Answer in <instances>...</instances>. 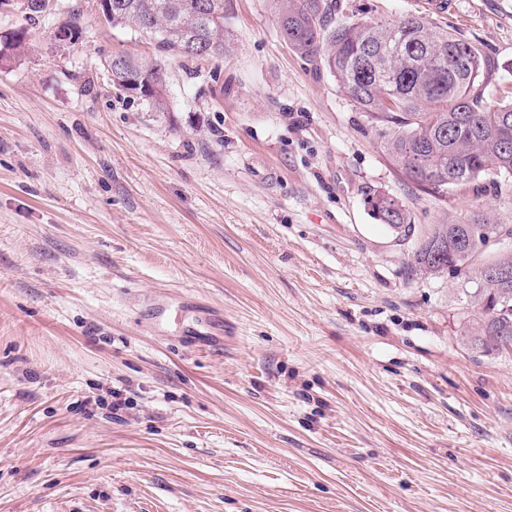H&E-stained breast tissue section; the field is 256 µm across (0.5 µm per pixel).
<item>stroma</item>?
Returning <instances> with one entry per match:
<instances>
[{"label":"stroma","instance_id":"35a3bbf8","mask_svg":"<svg viewBox=\"0 0 512 512\" xmlns=\"http://www.w3.org/2000/svg\"><path fill=\"white\" fill-rule=\"evenodd\" d=\"M25 2L0 7L28 32L0 60V512H512V352L469 342L470 283L408 268L428 225L512 224V178L407 182L270 0H234L232 57L170 63L164 112L102 66L152 40ZM430 19L512 86V0ZM373 217L381 224H387L391 228H404L410 231L412 228L411 217L405 205L396 197L378 193L367 200Z\"/></svg>","mask_w":512,"mask_h":512}]
</instances>
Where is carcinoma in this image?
<instances>
[{
    "mask_svg": "<svg viewBox=\"0 0 512 512\" xmlns=\"http://www.w3.org/2000/svg\"><path fill=\"white\" fill-rule=\"evenodd\" d=\"M106 22L154 40L160 58L125 54L112 72L119 89L133 79L166 74L164 59L222 60L235 51L227 27L232 0H107ZM281 37L301 56L317 58L358 110L404 179L443 191L482 175L512 176V90L485 98L492 64L472 44L420 14L333 23L329 0H271ZM373 217L394 229L412 228L405 205L378 193ZM512 225L481 212L431 224L410 266L447 270L477 284L480 321L473 342L487 353L512 350V278H488L489 267H512V253L485 254L483 236Z\"/></svg>",
    "mask_w": 512,
    "mask_h": 512,
    "instance_id": "cac0c4a2",
    "label": "carcinoma"
}]
</instances>
